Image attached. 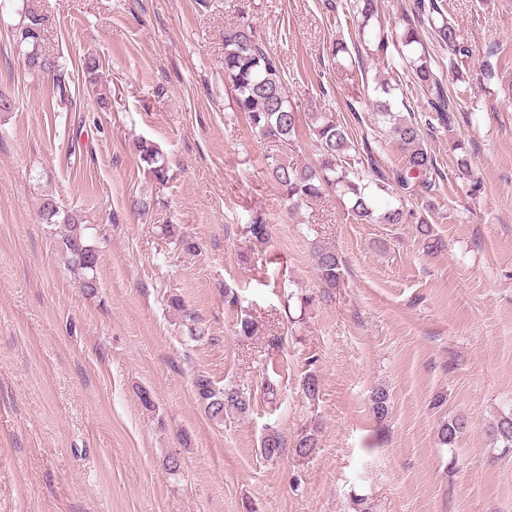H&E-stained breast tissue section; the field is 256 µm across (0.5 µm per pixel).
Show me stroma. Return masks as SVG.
I'll return each mask as SVG.
<instances>
[{"mask_svg": "<svg viewBox=\"0 0 512 512\" xmlns=\"http://www.w3.org/2000/svg\"><path fill=\"white\" fill-rule=\"evenodd\" d=\"M327 2L0 0V92L15 102L0 112V512H356L360 497L367 512H512V448L488 432L512 414V0H441L470 49L447 76L460 104L448 127L425 112L400 45L336 63L333 42L364 39L359 17ZM29 10L46 20L41 46L67 72L68 100L24 64L14 31ZM244 15L298 112L374 140L385 168L404 152L372 110L376 88L424 121L439 174L406 204L442 250L426 254L412 225L356 221L331 190L288 207L267 170L279 146L224 87V30ZM140 139L168 158L166 184L150 180ZM47 200L88 225L97 294L63 263L59 225L40 220ZM257 218L260 242L245 231ZM181 235L197 251L178 249ZM318 243L344 261L338 287L319 279ZM244 315L255 335H235ZM199 374L245 388L249 412L208 419ZM458 415L465 430L441 445L439 425ZM270 427L290 441L317 429L319 446L265 459Z\"/></svg>", "mask_w": 512, "mask_h": 512, "instance_id": "stroma-1", "label": "stroma"}]
</instances>
